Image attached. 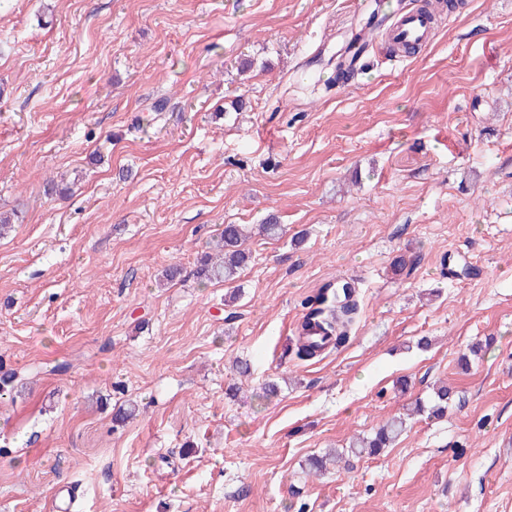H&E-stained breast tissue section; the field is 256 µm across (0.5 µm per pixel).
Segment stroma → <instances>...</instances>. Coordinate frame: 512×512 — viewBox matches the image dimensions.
<instances>
[{"label": "stroma", "mask_w": 512, "mask_h": 512, "mask_svg": "<svg viewBox=\"0 0 512 512\" xmlns=\"http://www.w3.org/2000/svg\"><path fill=\"white\" fill-rule=\"evenodd\" d=\"M377 2L0 9V512H512V0L400 62L378 35L333 84ZM271 215L234 280H196ZM341 279L348 340L298 360ZM437 383L446 417L309 475ZM246 236L247 230L244 226L225 225L221 238L215 245L216 256L200 258L195 271L197 280L201 283L232 280L251 258L250 253L242 247Z\"/></svg>", "instance_id": "stroma-1"}]
</instances>
